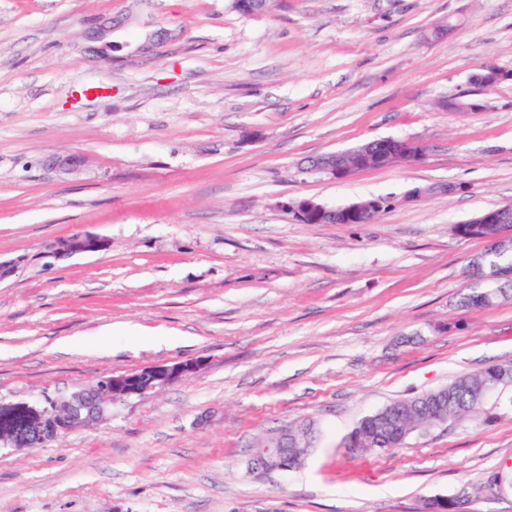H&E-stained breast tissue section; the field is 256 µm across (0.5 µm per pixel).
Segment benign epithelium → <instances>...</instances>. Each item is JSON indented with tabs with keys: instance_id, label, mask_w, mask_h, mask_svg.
Wrapping results in <instances>:
<instances>
[{
	"instance_id": "benign-epithelium-1",
	"label": "benign epithelium",
	"mask_w": 512,
	"mask_h": 512,
	"mask_svg": "<svg viewBox=\"0 0 512 512\" xmlns=\"http://www.w3.org/2000/svg\"><path fill=\"white\" fill-rule=\"evenodd\" d=\"M127 18L93 17L84 22L83 37L86 51L104 60H113L112 36L124 27ZM176 39L173 30L159 28L150 31L138 42L122 43L126 53L124 58L157 56L160 48ZM512 73L503 72L495 67H487L475 77V83L482 88H493L505 80H511ZM440 105L460 112L474 111L484 104L474 99L454 97L440 101ZM426 153L425 145L413 138H382L367 142L345 151L329 152L308 161L307 169L331 176L334 179H347L356 172L367 168H387L394 165L410 166L420 161ZM44 165L62 175L77 176L86 170L87 161L79 154L52 155L44 160ZM455 191L450 185L416 187L407 191L402 201L411 202L437 195H447ZM278 207L298 224H339L349 219H359L380 210L376 197L360 200L342 207H329L309 198H292L278 203ZM107 240L90 232H76L67 237L56 239L47 244V254L56 259L75 255L95 253L106 249ZM472 273L477 284L496 282L502 278H512V267L502 268L486 262L481 256L472 261ZM203 365L201 360H186L173 365H153L138 371L112 374L98 379L86 388L71 393L82 403L68 417L49 418L47 430L37 432L39 442H53L61 436L93 426L110 414L115 399L141 398L162 389L178 379L197 372ZM48 399L12 404L0 403V420L14 417L18 413L36 414L46 417ZM451 398L448 392L441 390L429 398L419 411L417 422L411 431L405 432L400 442H405L410 432L426 431L437 425L448 423V407ZM369 427L362 443L381 441L383 432L399 429L396 409L386 406L368 415ZM313 442V428L307 426L302 441L281 430L270 438L265 452L250 459L248 469L256 475L273 471H288L295 468L302 453L309 452Z\"/></svg>"
}]
</instances>
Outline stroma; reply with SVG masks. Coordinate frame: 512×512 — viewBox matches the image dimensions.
<instances>
[{"label":"stroma","instance_id":"stroma-1","mask_svg":"<svg viewBox=\"0 0 512 512\" xmlns=\"http://www.w3.org/2000/svg\"><path fill=\"white\" fill-rule=\"evenodd\" d=\"M177 30L159 57L85 52ZM443 35H436V28ZM512 0H0V402L102 376L202 368L58 442L0 446V512H512V388L466 417L356 453L365 415L512 362V299L465 308L485 249L451 227L512 202ZM466 96L483 109L442 108ZM425 157L337 180L305 161L375 139ZM80 154L60 176L45 157ZM454 191L407 202L413 187ZM395 205L369 224H298L279 201ZM106 250L66 259L78 231ZM77 339L75 347L62 343ZM313 425L301 467L248 461ZM128 17H93L84 22L83 37L86 51L104 61H112V53L120 52L112 49L114 32L124 27ZM107 240L90 232H76L67 237L56 239L46 246V253L56 259L75 255L95 253L105 250Z\"/></svg>","mask_w":512,"mask_h":512}]
</instances>
